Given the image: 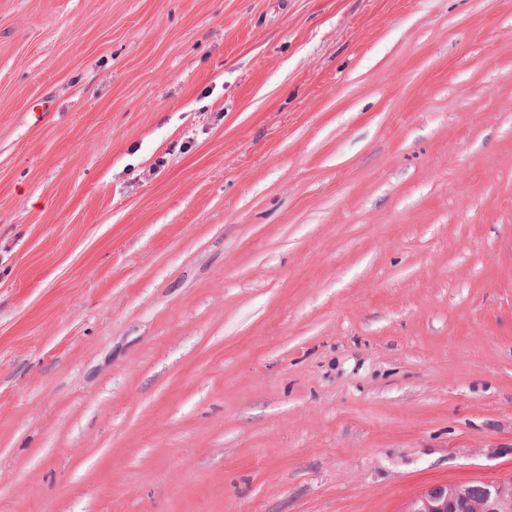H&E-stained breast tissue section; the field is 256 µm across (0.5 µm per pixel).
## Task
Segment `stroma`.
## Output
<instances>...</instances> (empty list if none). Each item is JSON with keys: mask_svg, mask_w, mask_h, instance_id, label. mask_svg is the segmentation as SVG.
<instances>
[{"mask_svg": "<svg viewBox=\"0 0 512 512\" xmlns=\"http://www.w3.org/2000/svg\"><path fill=\"white\" fill-rule=\"evenodd\" d=\"M509 474L512 0H0V512Z\"/></svg>", "mask_w": 512, "mask_h": 512, "instance_id": "stroma-1", "label": "stroma"}]
</instances>
